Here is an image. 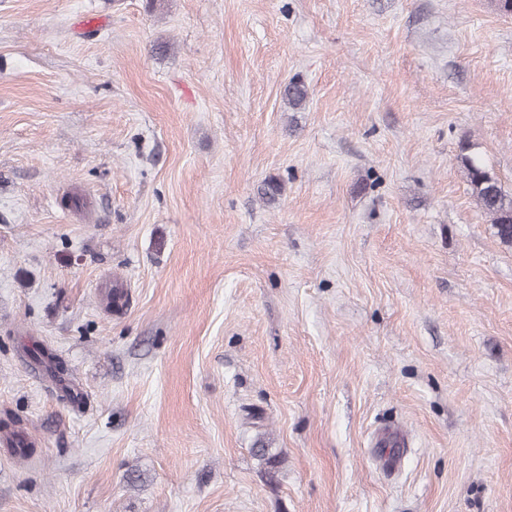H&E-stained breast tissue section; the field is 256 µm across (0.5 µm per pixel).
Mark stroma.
Returning a JSON list of instances; mask_svg holds the SVG:
<instances>
[{
    "label": "stroma",
    "instance_id": "1",
    "mask_svg": "<svg viewBox=\"0 0 512 512\" xmlns=\"http://www.w3.org/2000/svg\"><path fill=\"white\" fill-rule=\"evenodd\" d=\"M464 154L512 192L496 0H0V512H512ZM0 429L3 431H7V434L9 436L7 437V440L9 442L10 448L12 449V452L17 455L19 458L27 460L31 458V456L34 453V448L31 442L24 441V424L23 420L12 416L10 414H7V419H3L0 421ZM21 440L20 445L16 446L14 443V440ZM16 447H22L23 449L21 451H17Z\"/></svg>",
    "mask_w": 512,
    "mask_h": 512
}]
</instances>
